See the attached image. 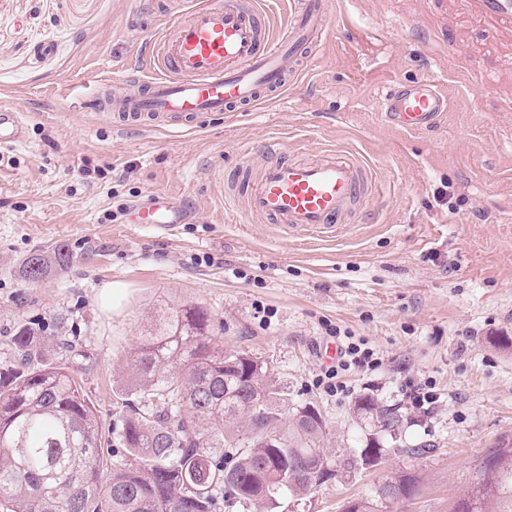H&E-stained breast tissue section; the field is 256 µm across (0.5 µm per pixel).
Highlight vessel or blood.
<instances>
[{
  "label": "vessel or blood",
  "instance_id": "1",
  "mask_svg": "<svg viewBox=\"0 0 512 512\" xmlns=\"http://www.w3.org/2000/svg\"><path fill=\"white\" fill-rule=\"evenodd\" d=\"M467 3L484 21L512 28V0ZM327 27L324 0H295L278 37L256 0H186L148 48L151 78L130 77L129 91L119 96L98 83L85 105L119 129L195 130L212 115L249 112L280 98ZM384 108L389 123L419 132L436 123L448 98L421 79L390 93ZM25 124L22 113L0 107V148L21 142ZM263 154L259 168L244 166L242 184L227 185L224 201L235 214L275 224L286 235L335 236L376 193L371 169L355 155L296 159L277 143L265 145ZM184 208V201L159 192L130 221L179 224Z\"/></svg>",
  "mask_w": 512,
  "mask_h": 512
}]
</instances>
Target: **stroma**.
<instances>
[{
    "mask_svg": "<svg viewBox=\"0 0 512 512\" xmlns=\"http://www.w3.org/2000/svg\"><path fill=\"white\" fill-rule=\"evenodd\" d=\"M158 2L0 0V106L26 118L24 140L0 149V367L20 325L73 341L68 364L108 435L151 321L198 304L225 353L265 360L293 399L319 405L334 452L369 435L354 412L367 395L405 415L406 445H429L318 487L305 512H342L406 468L421 491L394 512H448L512 440V34L462 0H330L327 34L277 102L198 130L119 131L82 100L140 73L168 21ZM419 78L447 112L419 133L385 124L387 93ZM272 139L369 165L378 192L361 222L303 240L228 217L226 181ZM156 190L183 196L184 223L109 220ZM59 242L69 266L27 284L26 258ZM333 327L383 360L350 370L337 396L314 385ZM409 379L435 384L430 414L411 407Z\"/></svg>",
    "mask_w": 512,
    "mask_h": 512,
    "instance_id": "obj_1",
    "label": "stroma"
}]
</instances>
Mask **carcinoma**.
Here are the masks:
<instances>
[{"label":"carcinoma","mask_w":512,"mask_h":512,"mask_svg":"<svg viewBox=\"0 0 512 512\" xmlns=\"http://www.w3.org/2000/svg\"><path fill=\"white\" fill-rule=\"evenodd\" d=\"M68 247L38 251L24 263L32 284L70 262ZM212 316L183 306L157 316L132 356L127 391L155 398L129 412L114 432L120 467L105 473L101 423L63 361L46 362L49 337L19 326L13 364L0 369V512H219L305 499L311 470L329 479L369 454L422 455L402 446L405 418L363 397L354 413L372 423L364 447L343 459L328 445L332 429L313 402L295 403L249 355H226L213 343ZM277 437V447L261 440ZM421 479L399 470L354 512H391L403 493L412 500ZM451 512H512V440L483 462L476 481Z\"/></svg>","instance_id":"obj_1"}]
</instances>
